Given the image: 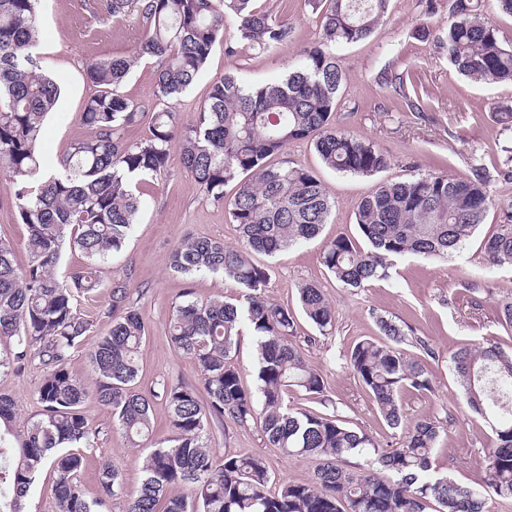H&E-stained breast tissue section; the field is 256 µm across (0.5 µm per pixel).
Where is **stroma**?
<instances>
[{"label": "stroma", "mask_w": 512, "mask_h": 512, "mask_svg": "<svg viewBox=\"0 0 512 512\" xmlns=\"http://www.w3.org/2000/svg\"><path fill=\"white\" fill-rule=\"evenodd\" d=\"M94 3L41 2L40 60L60 89L57 106L45 122L42 146L43 160L51 168L57 167L71 144L89 134L82 119L84 104L94 92L85 76L89 61L137 57L147 32L146 23L134 16L94 18ZM262 4L288 25V41L270 53L258 52L242 42L231 56L225 54L223 44H216L196 82L173 106L178 124L196 120L213 81L225 73L249 84L278 82L295 66L301 52L317 43L318 18L308 0H262ZM449 4L450 0H390L387 20L368 39L333 46L345 75L336 120L343 129L389 156L391 165L383 175L388 179L403 180L437 168L465 177L472 165H484L493 174L489 190L494 204L477 233L452 256H406L397 260L390 279L360 289L341 287L323 264L324 243L341 233L357 236L354 212L379 178L325 168L312 145L294 143L283 153V160L317 172L333 202L331 216L316 240L272 257L257 253L253 260L270 270L266 292L270 301L294 308L302 284L314 283L324 290L335 309L334 327L323 335L305 316H298L295 341L324 377L328 398L325 413L382 442H395L402 433L384 424L357 377L347 368L345 354L353 343L377 335L376 319L380 316L407 323L414 337L431 346L434 354L430 357L418 348L406 349L410 356L423 360L433 376L434 390L404 392L405 420L440 418L443 431L432 467L470 484L477 478L476 463L492 446L493 437L464 404L450 355L462 345L497 342L512 346V331L497 320L499 303L512 299V267L490 268L481 253L483 238L494 231L504 207L512 201V183L494 174L512 134L502 132L493 118L497 110L512 108V84L488 85L459 75L450 66L447 54L436 43L445 34ZM387 74L410 77L422 86V111H409L384 84ZM154 85L152 62L138 59L119 91L151 113L155 110ZM190 234L232 246L237 243L236 227L227 208L201 191L175 149L170 154L167 177L143 196L138 221L124 250L99 264L101 290L78 301L79 310L94 322V335L104 334L112 323L107 315L110 288L115 282H126L147 325L142 371L136 382L140 391H157L162 384L177 380L192 385L198 381L196 364L176 352L168 336V324L174 307L182 301L184 288H192L199 300L229 299L237 294L235 285L221 277L204 275L188 281L170 271L171 249ZM26 235L9 191L8 176L0 173V239L13 244L14 260L22 268L29 263ZM71 367L89 391L82 411L89 426L99 432L86 453V467L80 475L85 497L91 501L98 498V474L108 464L120 471L127 487H136L142 479L145 455L170 435L164 400L158 398L153 403L152 436L140 447H128L112 430L111 410L94 395L96 375L85 352L75 354ZM43 377L42 368L34 364L17 374H0V392L13 396L20 408L16 429H23L38 414L37 390ZM210 445L220 452L262 457L272 477L280 482H303L312 475V462L283 456L269 445L255 422H212Z\"/></svg>", "instance_id": "stroma-1"}]
</instances>
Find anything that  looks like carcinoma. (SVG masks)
<instances>
[{
    "label": "carcinoma",
    "instance_id": "carcinoma-1",
    "mask_svg": "<svg viewBox=\"0 0 512 512\" xmlns=\"http://www.w3.org/2000/svg\"><path fill=\"white\" fill-rule=\"evenodd\" d=\"M40 0H0V169L9 173L10 192L30 261L19 268L14 247L0 239V341L13 344L0 355V372H20L37 363L45 376L37 391L41 410L26 428L4 443L0 436V512H27L37 475L54 473L58 512H99L124 497L126 512H489L488 497L512 501V348L499 343L468 345L450 355L462 399L495 436L479 462L480 479L465 486L432 470V455L443 429L437 418L406 426L401 395L433 391V379L401 345L435 352L405 326L380 316L378 338L353 344L346 362L378 408L386 425L403 437L385 448L335 415L312 407L292 408L288 389L326 404L323 375L293 342L296 318L285 305L268 300L267 267L255 253L272 256L310 241L328 223L332 201L317 173L292 162L269 163L288 145L313 144L325 167L374 176L390 159L380 149L333 120L344 91V74L331 52L371 36L388 13L390 0H312L320 39L304 50L285 79L249 86L231 73L215 81L197 121L179 126L170 111L198 78L213 47L224 41V20L236 18L240 38L260 51L288 41L291 31L257 0H103L111 18L130 14L149 26L135 57L93 61L87 81L95 88L82 118L90 136L73 143L46 170L40 145L44 122L60 90L38 54ZM442 48L454 69L485 83L512 82V48L505 47L483 15L482 0H452ZM154 60V113L150 136L125 139L144 111L117 88L138 59ZM205 195L228 206L239 231L238 245L189 235L169 253L171 271L192 279L220 274L239 290L235 301H198L191 291L169 325L173 348L198 366V384L166 383L158 392L135 388L146 336L144 317L128 288L112 285L110 330L88 353L97 375L96 398L112 411V427L132 448L152 435L153 398L169 410L170 444L154 448L143 461L140 485L128 489L120 472L102 468L100 496L88 502L78 485L83 449L96 432L81 412L87 397L81 377L70 368L94 322L77 302L102 286L98 262L123 251L140 211L142 187L166 177L172 147ZM482 164L466 178L430 171L406 181H381L357 205L355 221L363 244L339 234L323 249V262L343 288H363L389 276L392 261L415 255L446 258L479 229L492 199ZM233 184L231 197L224 187ZM81 251L87 266L62 279L64 246ZM486 263L512 264V215L482 241ZM306 318L320 333L332 329L335 313L316 284L299 288ZM248 325L257 345V393L241 382L232 363L239 329ZM15 399L0 393V426L11 432ZM259 421L269 445L314 464L306 482L273 484L260 457L220 454L209 444V420Z\"/></svg>",
    "mask_w": 512,
    "mask_h": 512
}]
</instances>
